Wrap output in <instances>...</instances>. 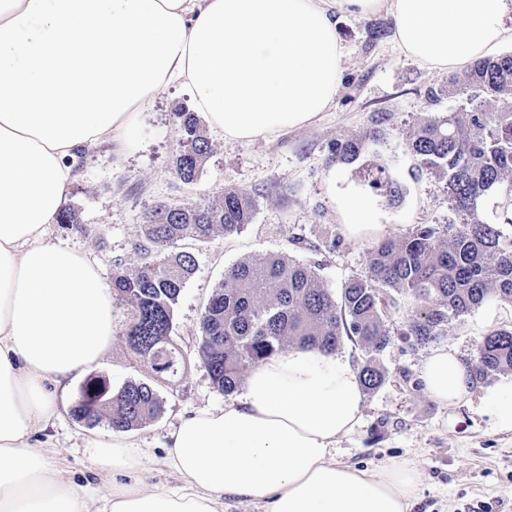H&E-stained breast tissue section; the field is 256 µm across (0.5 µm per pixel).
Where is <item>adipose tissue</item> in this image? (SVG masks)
<instances>
[{
    "instance_id": "adipose-tissue-1",
    "label": "adipose tissue",
    "mask_w": 512,
    "mask_h": 512,
    "mask_svg": "<svg viewBox=\"0 0 512 512\" xmlns=\"http://www.w3.org/2000/svg\"><path fill=\"white\" fill-rule=\"evenodd\" d=\"M387 10L403 53L435 72L512 41V0H0V512H89L86 487L41 439L56 392L112 346V290L84 253L51 243L84 148L136 141L137 117L163 89L225 138L267 139L309 124L341 78L337 15ZM346 232L381 240L372 207L338 201ZM438 405L467 404L474 377L456 350L424 360ZM481 402L512 434V378ZM348 356L292 348L248 373L238 403L204 408L168 436L177 483L148 488L135 441L92 437L97 512H224L228 497L265 512H410L420 476L408 462L360 468L338 443L362 420Z\"/></svg>"
}]
</instances>
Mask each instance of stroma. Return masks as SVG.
<instances>
[{
	"instance_id": "35a3bbf8",
	"label": "stroma",
	"mask_w": 512,
	"mask_h": 512,
	"mask_svg": "<svg viewBox=\"0 0 512 512\" xmlns=\"http://www.w3.org/2000/svg\"><path fill=\"white\" fill-rule=\"evenodd\" d=\"M375 27L383 30L377 39L370 36ZM393 30V18L384 10L367 17L340 15L342 80L332 106L310 125L270 141H230L207 129L212 153L196 183H182L172 172L180 137L175 114L193 107L192 92L185 86L160 92L140 113L133 146L98 145L83 154L68 202L80 209L85 230L77 233L55 223L49 236L89 255L105 277L115 259L137 262L133 244L138 228L156 206L201 202L227 189L245 190L255 201L253 220L241 233L216 236L198 249V269L175 309L172 331L187 365L173 380L154 381L164 411L131 432L142 453L139 477L146 485L174 483L161 464L163 445L185 417L238 400L237 395L214 389L198 352L200 315L226 268L245 258L289 255L306 261L309 253L297 249L292 237L315 243L336 237L339 247L321 257L318 274L324 285L336 291L347 279L364 274L369 244L345 234L332 199L336 189L360 192L374 208L378 223L393 235H405L419 224L447 223L445 184L417 172L406 138L413 123L440 115L458 101H429L428 89H447L448 73L429 71L406 58ZM381 112L391 118L366 157L383 164L401 184L403 199L396 206L363 188L357 164L330 162L337 142L371 128ZM127 321L125 307H116L112 347L95 370L116 388L130 379H151L125 342ZM505 324H512V307L490 301L464 320L452 322L447 335L429 343L413 346L393 338L381 356L390 379L365 394L362 422L340 443L338 460L361 468L391 459L410 461L421 479L412 512H512V435L495 429L479 400L467 407L443 408L429 398L419 380L420 367L432 350L448 347L475 360L484 334ZM79 389L75 382L59 392L60 414L48 434L56 445L58 466L85 478L92 467L86 446L89 433L108 438L112 430L104 422L89 428L71 419L69 408Z\"/></svg>"
}]
</instances>
